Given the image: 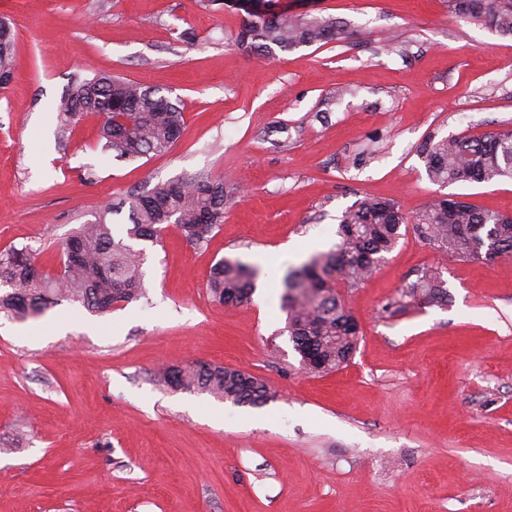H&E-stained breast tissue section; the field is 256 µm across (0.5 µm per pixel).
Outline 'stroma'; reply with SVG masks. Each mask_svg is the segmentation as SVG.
<instances>
[{"label": "stroma", "instance_id": "35a3bbf8", "mask_svg": "<svg viewBox=\"0 0 512 512\" xmlns=\"http://www.w3.org/2000/svg\"><path fill=\"white\" fill-rule=\"evenodd\" d=\"M341 43L257 61L241 15L198 0H0L13 79L0 89V251L58 245L105 207L200 171L238 187L207 244L175 225L143 243L146 293L98 316L61 302L0 314V512H512V258L462 259L401 225L362 284L339 285L359 325L352 359L306 372L285 332L280 277L333 248L343 213L384 197L409 214L446 194L512 214V180L433 183L418 147L512 129V36L448 0H315ZM404 37L394 52L387 32ZM119 75L180 99L177 143L119 161L101 116L59 134L68 86ZM262 268L250 300L216 303L211 269ZM441 270L445 304L403 297ZM193 362L264 380L236 406L158 385Z\"/></svg>", "mask_w": 512, "mask_h": 512}]
</instances>
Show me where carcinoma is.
I'll list each match as a JSON object with an SVG mask.
<instances>
[{
    "instance_id": "1",
    "label": "carcinoma",
    "mask_w": 512,
    "mask_h": 512,
    "mask_svg": "<svg viewBox=\"0 0 512 512\" xmlns=\"http://www.w3.org/2000/svg\"><path fill=\"white\" fill-rule=\"evenodd\" d=\"M451 9L470 22L512 36V0H449ZM223 6L244 16L240 46L261 56L277 47L290 51L318 43L341 42L348 24L332 15L291 14L281 0H226ZM0 88L13 77L15 34L3 33ZM90 113L104 116L99 131L102 150L117 160L150 158L167 152L179 139L184 112L160 90L109 74L73 82L58 106L60 130ZM420 155L429 178L438 184L489 183L512 178V130L481 136L428 139ZM224 177L201 171L190 177L160 182L145 193L126 197L130 224L116 235L106 208L95 220L73 228L60 244L62 269L50 273L36 265L28 247L0 252V312L18 320L38 317L63 301L78 303L102 315L119 303L138 299L143 289V250L130 241L160 242L164 225L174 223L194 245L208 241L224 223L234 198ZM415 224L419 235L451 256L477 259L492 252L512 258V215L475 208L460 196L433 200L415 217L393 200L365 197L342 216L338 241L316 252L283 278L281 307L285 331L297 353L310 362L311 373H329L347 363L356 351L358 325L350 320L337 291L353 288L373 273L392 251L400 226ZM261 269L238 259L218 261L208 281L214 301L246 302L256 289ZM403 296L440 305L448 300L441 271L427 269L408 284ZM166 387L208 393L237 406H258L271 394L258 377L222 365L197 363L166 367L156 374Z\"/></svg>"
}]
</instances>
